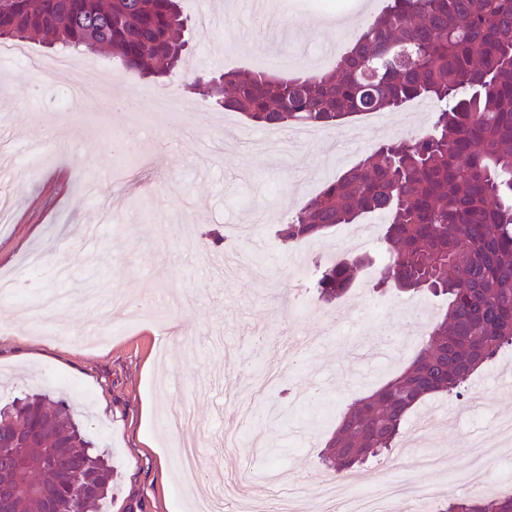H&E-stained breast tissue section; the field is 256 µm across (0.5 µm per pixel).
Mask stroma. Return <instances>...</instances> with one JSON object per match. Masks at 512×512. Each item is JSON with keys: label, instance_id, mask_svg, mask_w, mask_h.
Masks as SVG:
<instances>
[{"label": "stroma", "instance_id": "obj_1", "mask_svg": "<svg viewBox=\"0 0 512 512\" xmlns=\"http://www.w3.org/2000/svg\"><path fill=\"white\" fill-rule=\"evenodd\" d=\"M283 34L279 50L314 53L333 45V67L363 25L388 0H353L358 10L346 32L316 15L315 0H279ZM188 19L185 71L274 69L258 59L269 34L249 0H179ZM102 71L123 75L122 96H174L181 121L158 113L140 145L141 161L125 167L111 132L132 122L128 111H56L49 85L31 78L23 93L7 97L0 114V159L11 175L0 192L13 204L0 226V276L30 283L28 300L56 294L49 332L40 334L15 316V303L0 299V406L31 389L68 399L72 418L91 436L114 472L112 492L100 512H177L186 503L179 480L178 437L167 435L162 415L186 406L199 432L201 481L229 488L235 499L263 501L270 472L285 473L307 501L322 495L332 474L318 454L345 404L400 373L422 346L405 335L414 297L378 283L376 267L358 270L337 320L326 323L312 286L297 288L302 269L319 254L352 252L355 239L381 236L382 216L342 224L299 245L282 243L277 226L315 196L341 168L332 153L337 132L296 142L288 131L254 127L234 151L217 149L246 125L238 112L215 108L204 91L183 89L181 78L158 84L124 72L116 58L94 57ZM385 112L379 124L347 145L355 162L375 145L428 126L435 107L413 100ZM404 110V111H405ZM39 139L45 163L31 168L18 148ZM274 221L260 226L262 247L231 240L232 227L251 222L254 204ZM292 303L282 310L279 298ZM103 332L89 344V329ZM512 352L472 384L485 403L460 415L455 400L431 398L409 417L427 426L418 450L441 465L424 478L437 499L463 497L471 485L458 480L465 438L489 434L512 417ZM265 438L259 448H228L224 425L241 410ZM251 458L247 480L228 463Z\"/></svg>", "mask_w": 512, "mask_h": 512}]
</instances>
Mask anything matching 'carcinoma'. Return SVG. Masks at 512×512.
Masks as SVG:
<instances>
[{"label": "carcinoma", "mask_w": 512, "mask_h": 512, "mask_svg": "<svg viewBox=\"0 0 512 512\" xmlns=\"http://www.w3.org/2000/svg\"><path fill=\"white\" fill-rule=\"evenodd\" d=\"M185 24L179 0H0V42L38 37L61 53L106 51L141 77L179 72ZM218 82L216 104L257 126L339 129L363 112L396 110L413 99L437 104L429 131L380 144L327 181L278 238L298 243L354 224L386 221L379 283L448 299L405 370L346 404L321 453L344 476L385 455L411 411L429 397L465 396L473 374L512 348V0H390L332 70L292 76L264 70L187 74V88ZM355 255L317 271L324 302L343 298ZM30 427L21 512H87L112 490V469L66 403L44 395L0 408V431ZM435 512H512V495L473 493L439 502Z\"/></svg>", "instance_id": "obj_1"}]
</instances>
